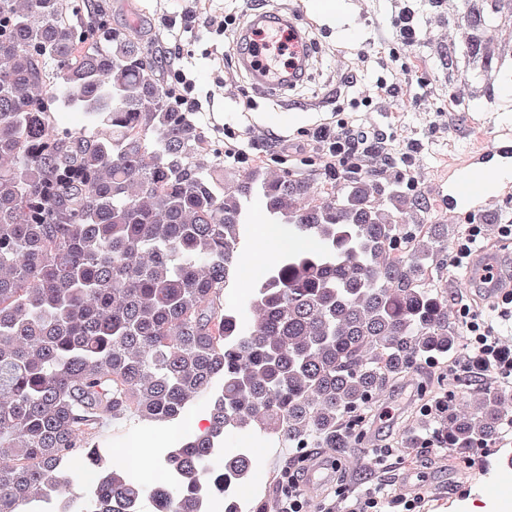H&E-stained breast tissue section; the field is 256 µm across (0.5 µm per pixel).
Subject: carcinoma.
<instances>
[{
    "instance_id": "obj_1",
    "label": "carcinoma",
    "mask_w": 512,
    "mask_h": 512,
    "mask_svg": "<svg viewBox=\"0 0 512 512\" xmlns=\"http://www.w3.org/2000/svg\"><path fill=\"white\" fill-rule=\"evenodd\" d=\"M60 106L88 125L63 129ZM135 22L105 0H0V512H44L47 490L99 473L79 512H139L142 482L101 427L134 414L170 425L201 396L209 428L161 461L153 512H198L202 494L260 459L226 455L224 429L304 448H347L380 394L465 346L452 319L446 224H402L411 195L351 165L340 183L257 165L224 181L198 156ZM288 225V250L224 305L253 202ZM425 433L399 448L468 458L512 421V390L458 408L429 396Z\"/></svg>"
}]
</instances>
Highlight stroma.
Wrapping results in <instances>:
<instances>
[{
    "mask_svg": "<svg viewBox=\"0 0 512 512\" xmlns=\"http://www.w3.org/2000/svg\"><path fill=\"white\" fill-rule=\"evenodd\" d=\"M113 25L141 15L147 39L163 59V72L176 92H183L178 74L193 85L190 98L198 110L195 123L213 147L246 148L266 170L287 171L302 178H322L327 161L315 138L321 125L345 121L356 131L382 137L396 170H409L418 193L437 198L451 163L465 161L478 144L512 141V47L495 40L483 54L466 48L474 23L464 0H421L422 39L413 46L397 41L389 27L398 0H336L339 21L320 16L314 0H108ZM270 8L298 10L314 44V54L302 83L284 93H261L249 74L239 69L240 47L235 28L225 16L247 22L250 13ZM405 69L396 79L389 108L374 112L345 85L343 72L356 73L361 84H374L391 71ZM465 86L466 110L448 109L450 93ZM413 157L404 165V154ZM491 292L468 283L463 271L448 275L452 308L484 313ZM466 353L431 366L419 364L409 377L387 390L376 403L363 442L340 451L295 449L257 433L228 429L227 452L251 453L260 465L232 489L241 512L264 500L267 512H279L289 480L324 455L336 468L319 499L302 496L306 512H349L369 487L386 486L392 497L414 484L417 512H463L472 499L510 500L512 480L502 479L498 463L512 451V435L501 433L459 463L447 448L394 447L400 432L418 422L424 400L421 386H444L456 401L468 403L480 391L495 386L491 373L470 372ZM103 433L111 448L147 440L150 458L169 451L191 436L129 416L106 423Z\"/></svg>",
    "mask_w": 512,
    "mask_h": 512,
    "instance_id": "obj_1",
    "label": "stroma"
}]
</instances>
